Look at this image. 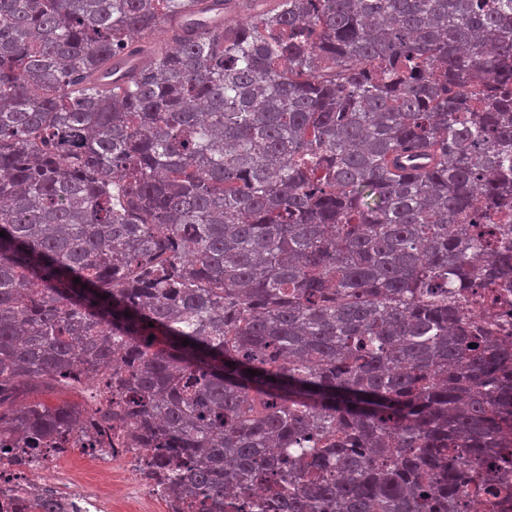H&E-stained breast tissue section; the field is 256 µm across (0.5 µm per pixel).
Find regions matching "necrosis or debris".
I'll list each match as a JSON object with an SVG mask.
<instances>
[{"label":"necrosis or debris","instance_id":"obj_1","mask_svg":"<svg viewBox=\"0 0 512 512\" xmlns=\"http://www.w3.org/2000/svg\"><path fill=\"white\" fill-rule=\"evenodd\" d=\"M71 441V451L64 456L47 451L27 462L0 459V512H28L23 498L31 489L63 502L64 512H189L185 501L170 498L143 475L154 446L150 433H143L141 445L133 447L121 432L104 436L99 420L90 418L73 432ZM75 461L91 476L98 468H108L126 485V499L115 506L91 485L66 480L67 468Z\"/></svg>","mask_w":512,"mask_h":512}]
</instances>
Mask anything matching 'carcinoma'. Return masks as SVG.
Returning a JSON list of instances; mask_svg holds the SVG:
<instances>
[{
    "mask_svg": "<svg viewBox=\"0 0 512 512\" xmlns=\"http://www.w3.org/2000/svg\"><path fill=\"white\" fill-rule=\"evenodd\" d=\"M173 2L0 0V457L65 447L78 407L12 399L77 373L218 509L271 449L258 512L508 507L512 341L470 289L512 290V0L158 42Z\"/></svg>",
    "mask_w": 512,
    "mask_h": 512,
    "instance_id": "obj_1",
    "label": "carcinoma"
}]
</instances>
